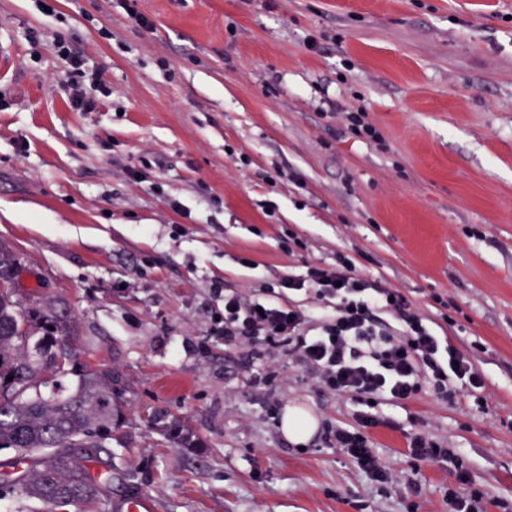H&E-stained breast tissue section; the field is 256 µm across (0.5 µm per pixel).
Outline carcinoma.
<instances>
[{"label":"carcinoma","instance_id":"obj_1","mask_svg":"<svg viewBox=\"0 0 512 512\" xmlns=\"http://www.w3.org/2000/svg\"><path fill=\"white\" fill-rule=\"evenodd\" d=\"M19 265L0 239V277ZM75 328L41 285L0 287V499L14 512L112 510V429L123 405L112 368L83 361Z\"/></svg>","mask_w":512,"mask_h":512}]
</instances>
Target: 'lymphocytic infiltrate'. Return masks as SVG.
Instances as JSON below:
<instances>
[{
  "mask_svg": "<svg viewBox=\"0 0 512 512\" xmlns=\"http://www.w3.org/2000/svg\"><path fill=\"white\" fill-rule=\"evenodd\" d=\"M55 47L70 65L66 88L72 107L93 111L95 94L103 89L97 74L86 70L82 56L63 37H56ZM293 291L312 294L313 308L290 304L287 295ZM218 333L225 343L251 349L287 347L320 389L352 396L361 407L358 426L336 427L328 440L383 483L391 475L366 433L389 424L379 405L404 403L426 388L449 401L458 388L485 385L471 349L438 336L399 289L358 274L344 253L334 264H315L303 275L282 278L278 287L262 289L257 297L225 291Z\"/></svg>",
  "mask_w": 512,
  "mask_h": 512,
  "instance_id": "obj_1",
  "label": "lymphocytic infiltrate"
}]
</instances>
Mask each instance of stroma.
Instances as JSON below:
<instances>
[{"label": "stroma", "instance_id": "stroma-1", "mask_svg": "<svg viewBox=\"0 0 512 512\" xmlns=\"http://www.w3.org/2000/svg\"><path fill=\"white\" fill-rule=\"evenodd\" d=\"M0 0V237L76 318L87 362L121 380L119 495L153 512H452L512 506V0ZM63 35L108 89L74 111ZM365 108L377 139L352 136ZM17 212L14 220L5 219ZM348 254L400 289L485 378L454 402L384 405L372 480L328 427L356 402L280 347L212 333L228 289ZM451 322L442 320V313ZM273 371L271 390L254 385ZM295 405L318 428L280 429ZM181 423L183 448L148 422ZM421 432L458 454L417 461ZM316 429L317 421L310 413L297 407H287L284 410L281 431L292 443H308Z\"/></svg>", "mask_w": 512, "mask_h": 512}]
</instances>
